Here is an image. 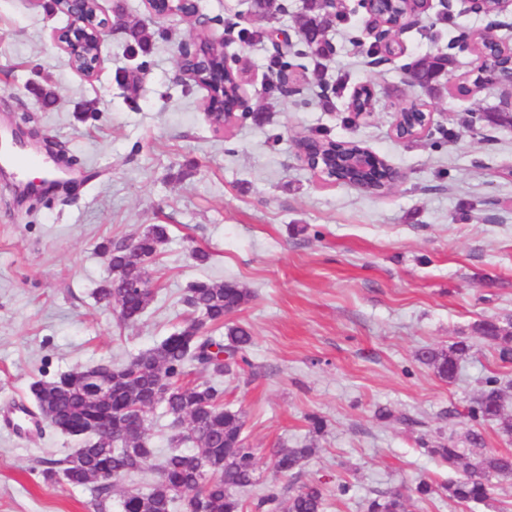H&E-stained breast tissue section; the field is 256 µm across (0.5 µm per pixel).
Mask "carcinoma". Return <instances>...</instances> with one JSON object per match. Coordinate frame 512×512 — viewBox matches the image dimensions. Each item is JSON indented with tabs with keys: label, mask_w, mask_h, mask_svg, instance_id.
Here are the masks:
<instances>
[{
	"label": "carcinoma",
	"mask_w": 512,
	"mask_h": 512,
	"mask_svg": "<svg viewBox=\"0 0 512 512\" xmlns=\"http://www.w3.org/2000/svg\"><path fill=\"white\" fill-rule=\"evenodd\" d=\"M254 12L265 18L282 12L281 0H253ZM295 30L307 35L304 56L312 61L324 58L322 33L327 28L320 17L319 0H306L303 11L293 17ZM129 52L143 51L152 37L150 27L138 21L128 27ZM421 86L430 91L443 68L442 59L427 55L414 61ZM168 238L164 224H151L131 240L133 251L125 242L106 240L98 245L111 277L96 291L97 302L119 307L120 321L130 324L139 320L152 300V292L136 284L148 281L149 268L156 263L160 246ZM252 298L251 292L235 282L198 281L185 298L190 316L176 333L154 347L141 352L125 364L112 366V427L125 425L121 411L139 407L143 421L157 405L164 406L173 420L190 418L194 433L182 431L171 437L174 447L154 463L155 452L148 447L147 426L126 431L111 441L88 438L81 457L74 461L48 458L42 476L52 483L72 486L94 484L98 512H108L116 482L127 476L156 472L157 480L145 489H129L120 498L121 512H245L247 503L237 493L259 482L258 462L253 449L246 446L244 420L238 411L224 407V390L215 380L249 364L246 351L253 336L244 324H226ZM227 328L226 336L217 339L211 332ZM478 337L496 348L504 362L512 359V327L481 321L474 327ZM469 345L457 341L448 349L425 348L418 360L429 366L441 380L453 381ZM208 373L209 379L191 378L195 370ZM85 368L63 373L50 380H37L30 386L36 408L44 411L57 429H69L88 409L103 408L95 404V392L79 383ZM165 379L168 389L158 390V380ZM506 391L499 378L488 376L479 394L470 402L465 417L474 425L468 431L470 456L453 445L430 449L463 475L448 481V499L460 504L483 503L489 499L494 479L512 478V455L488 453L482 433L475 426L495 421L501 433L512 436V418L504 415ZM193 441L198 451L188 454L179 449ZM312 449L278 448L271 452L275 474L295 476ZM258 508L278 512L280 493L267 488L258 499ZM325 498L321 482L302 484L288 498L286 512H323ZM367 512H406L404 494L399 491L380 494L368 501Z\"/></svg>",
	"instance_id": "carcinoma-1"
}]
</instances>
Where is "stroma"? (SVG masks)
I'll return each mask as SVG.
<instances>
[{
  "label": "stroma",
  "mask_w": 512,
  "mask_h": 512,
  "mask_svg": "<svg viewBox=\"0 0 512 512\" xmlns=\"http://www.w3.org/2000/svg\"><path fill=\"white\" fill-rule=\"evenodd\" d=\"M255 16L250 0H199L212 37L225 28L291 33L305 0ZM114 26L94 80L76 74L53 44L63 15L43 0H0V130L34 134L32 148L57 179L40 199L19 198L21 182L0 175V512H98L92 486L51 484L43 459L84 447L34 408L30 384L73 369L122 364L175 333L188 317L183 298L201 280L233 281L252 293L234 316L253 335L251 366L224 376L227 407L244 414L261 479L289 497L321 481L326 512H366L377 493L407 496V512H512V480L495 481L487 502L459 505L442 490L452 475L432 447L454 441L468 453L462 418L486 377L512 385V362L479 340L483 320L512 323V128L484 121L499 96L426 94L409 86L403 64L447 52L449 39L484 28L476 14L430 12L403 36L402 58L373 66L355 44L361 14L331 33L327 91L269 96V41L235 40L229 53L245 69L252 112L216 130L202 107L206 92L180 81L178 47L192 42L189 20L153 27L149 51L130 56L128 23L141 0H101ZM144 65L138 90L117 77ZM370 85L373 112L354 118L353 89ZM53 93L39 105L40 89ZM423 97L430 131L402 141L393 112ZM359 140L402 177L386 194L326 185L296 158L303 136ZM168 238L151 268L153 299L133 325L117 307L96 303L109 277L96 246L148 225ZM210 252L199 264L193 249ZM470 349L454 382L417 359L421 348ZM325 419L314 433L311 416ZM312 446L296 478L276 479L274 448ZM433 492L417 495L420 481ZM347 493H339V485Z\"/></svg>",
  "instance_id": "35a3bbf8"
}]
</instances>
